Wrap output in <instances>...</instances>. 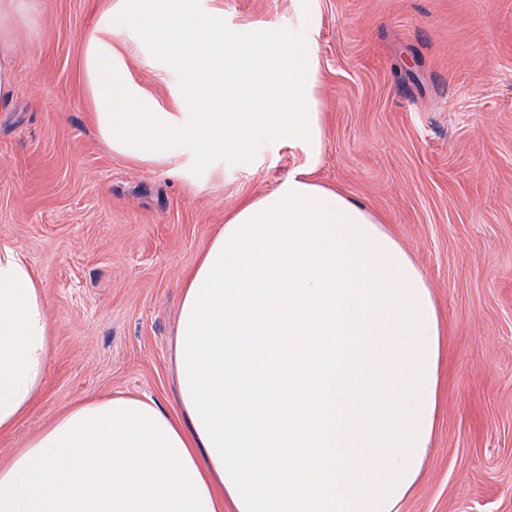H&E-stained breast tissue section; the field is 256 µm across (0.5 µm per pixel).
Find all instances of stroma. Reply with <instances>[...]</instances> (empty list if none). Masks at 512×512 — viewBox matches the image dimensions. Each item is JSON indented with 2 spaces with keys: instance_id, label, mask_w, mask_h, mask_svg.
<instances>
[{
  "instance_id": "35a3bbf8",
  "label": "stroma",
  "mask_w": 512,
  "mask_h": 512,
  "mask_svg": "<svg viewBox=\"0 0 512 512\" xmlns=\"http://www.w3.org/2000/svg\"><path fill=\"white\" fill-rule=\"evenodd\" d=\"M19 29L0 100V244L40 275L52 367L0 434V463L72 403L115 392L176 405L180 283L218 224L275 189L297 149L256 141L208 172L182 145L164 167L112 153L89 117L81 36L107 0H45ZM240 37L314 41L326 114L323 185L368 204L410 251L443 326L427 467L399 512H512V0H194ZM137 82L181 89L140 43Z\"/></svg>"
}]
</instances>
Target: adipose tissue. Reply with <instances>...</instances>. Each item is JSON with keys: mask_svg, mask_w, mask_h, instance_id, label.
<instances>
[{"mask_svg": "<svg viewBox=\"0 0 512 512\" xmlns=\"http://www.w3.org/2000/svg\"><path fill=\"white\" fill-rule=\"evenodd\" d=\"M42 0H0V98L18 28ZM181 75L177 111L134 84L115 40ZM92 120L112 152L169 165L257 139L300 150L275 190L232 212L182 284L178 407L120 393L78 401L0 464V512H398L438 406L443 327L409 251L368 206L314 178L325 147L316 44L240 39L191 0H115L82 36ZM44 289L0 245V434L52 359Z\"/></svg>", "mask_w": 512, "mask_h": 512, "instance_id": "adipose-tissue-1", "label": "adipose tissue"}]
</instances>
